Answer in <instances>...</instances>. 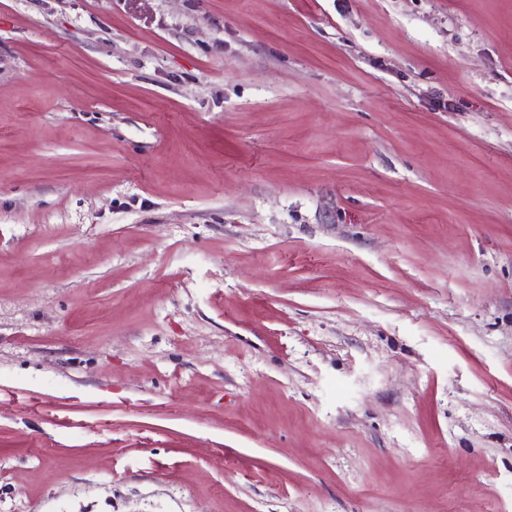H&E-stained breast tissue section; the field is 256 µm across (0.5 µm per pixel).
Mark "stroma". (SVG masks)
I'll return each mask as SVG.
<instances>
[{
	"mask_svg": "<svg viewBox=\"0 0 512 512\" xmlns=\"http://www.w3.org/2000/svg\"><path fill=\"white\" fill-rule=\"evenodd\" d=\"M0 512H512V0H0Z\"/></svg>",
	"mask_w": 512,
	"mask_h": 512,
	"instance_id": "35a3bbf8",
	"label": "stroma"
}]
</instances>
